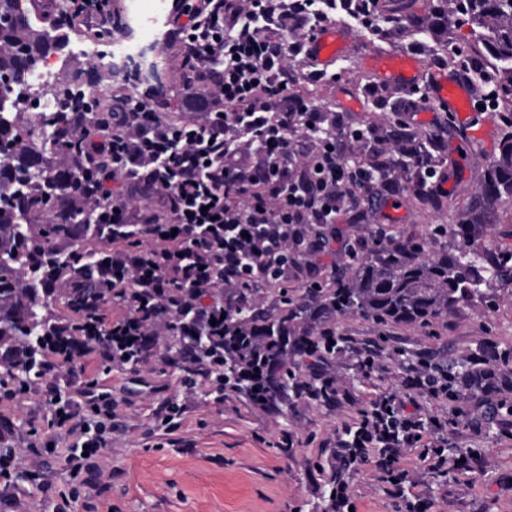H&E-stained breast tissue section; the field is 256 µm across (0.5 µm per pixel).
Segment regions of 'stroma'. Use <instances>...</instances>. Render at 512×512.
<instances>
[{"mask_svg": "<svg viewBox=\"0 0 512 512\" xmlns=\"http://www.w3.org/2000/svg\"><path fill=\"white\" fill-rule=\"evenodd\" d=\"M376 16L380 33L352 28L351 49L337 62L335 81L305 88L315 106L346 113L356 126L394 120L367 92L373 79L362 65L365 56L412 51L433 67L467 36L451 24L416 28L382 7ZM507 109L503 103L483 112L485 137L461 168L449 169L439 207H416L406 192L396 208H367L359 219L347 214L323 227L329 245L317 257L318 277L330 278L345 263L346 243L369 241L377 228L407 240L437 224L459 223L489 159L499 153L500 114ZM336 329L363 348L386 334L376 369L365 376L352 354L336 357L325 367L336 379L335 403L302 400L285 416L218 396L206 385L185 386L179 372L155 360L134 371L98 351L60 361L35 391L0 396V446L13 448L17 458L8 486L0 485V512H332L328 492L337 472L353 512H408L411 501L420 512H512V416L494 410L499 401H512L511 381L489 397H420L424 425H442L437 436L449 462L435 468L421 449H402L394 465L401 486H392L373 463L341 470L336 448L371 400L403 393L411 358L470 356L490 348L498 360L512 363V284L494 285L487 300L464 303L426 329L399 324L382 330L355 313L341 317ZM396 348L403 358H393ZM106 396L112 399L108 447L71 476L75 438L59 427L56 410L71 406L77 412L71 427L90 432ZM466 453L476 456L472 467H453V458Z\"/></svg>", "mask_w": 512, "mask_h": 512, "instance_id": "stroma-1", "label": "stroma"}]
</instances>
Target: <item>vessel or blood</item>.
Wrapping results in <instances>:
<instances>
[{
	"mask_svg": "<svg viewBox=\"0 0 512 512\" xmlns=\"http://www.w3.org/2000/svg\"><path fill=\"white\" fill-rule=\"evenodd\" d=\"M351 37L346 27L327 24L315 29L307 41L311 61L327 70L346 55ZM364 67L376 85L398 91L401 104H408L412 93L422 94L432 111L447 113L461 125L470 143H478L485 131L477 127L474 101L477 92L465 74L458 70L430 69L418 58L386 50L366 57Z\"/></svg>",
	"mask_w": 512,
	"mask_h": 512,
	"instance_id": "1",
	"label": "vessel or blood"
}]
</instances>
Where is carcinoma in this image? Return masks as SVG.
<instances>
[{"label": "carcinoma", "instance_id": "1", "mask_svg": "<svg viewBox=\"0 0 512 512\" xmlns=\"http://www.w3.org/2000/svg\"><path fill=\"white\" fill-rule=\"evenodd\" d=\"M458 25L496 60L512 64V0H452ZM0 74L10 77L0 88V388L27 386L42 378L41 358L78 342L85 323L97 324L95 344L103 355L135 369L152 359L177 370L191 382L201 379L222 396L231 391L244 401L288 414L300 396L321 405L336 400V380L307 376L303 361L323 364L340 353L360 356L336 333V319L357 313L379 328L392 324L430 326L460 303L483 296L494 282L512 283V249L490 251L483 244L486 225L499 205L512 200V111L503 115L505 132L499 155L484 170L478 195L463 219L436 236H452L455 248L435 250L425 239L401 240L383 232L372 243L350 245L346 270L325 281L311 276L301 288L281 282L274 297L259 302L261 289L242 282L224 295L216 324L194 321L196 297L180 279L160 297L132 288H52L49 282L79 283L96 275L98 253L84 249L87 235L101 243L118 241L126 250L151 253L152 242L139 224L88 222L89 199L99 168L87 165L85 146L70 128V112L84 109L87 93L79 83L42 89L61 104L48 127L32 120L20 95L30 66L69 45V35L47 23L34 0H0ZM400 136L393 128L359 146L369 158L380 141ZM415 155L402 158L418 183L424 169L442 163L432 140L413 134ZM80 181L83 193L73 196L68 182ZM305 244L288 237L282 254L293 262ZM176 267L194 268L210 259V283H224V259L212 251L201 230L176 238ZM75 314L66 321L44 315L53 304ZM133 310L136 326L125 329L108 317L105 306ZM418 370L448 375L453 393L483 391L490 381L475 373L466 358L433 365L423 360Z\"/></svg>", "mask_w": 512, "mask_h": 512}]
</instances>
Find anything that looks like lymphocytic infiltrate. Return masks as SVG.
Masks as SVG:
<instances>
[{"instance_id":"lymphocytic-infiltrate-1","label":"lymphocytic infiltrate","mask_w":512,"mask_h":512,"mask_svg":"<svg viewBox=\"0 0 512 512\" xmlns=\"http://www.w3.org/2000/svg\"><path fill=\"white\" fill-rule=\"evenodd\" d=\"M347 2L179 0L165 39L182 58L183 107L201 118L161 120L149 101L122 85L90 100L91 111L111 113L110 128L97 130L84 115H73L71 125L88 146L112 156V172L101 176L92 203L98 223L146 225L157 244L173 230L202 224L230 249L261 229L273 247L289 227L332 224L342 211L396 197L400 160L412 152L409 140L398 139L378 165L353 162L344 148L360 143L367 130L314 108L301 90L302 81L326 78L305 64L309 35L336 17L370 18L372 0H359L353 12ZM299 137L312 144L303 157L294 149ZM114 181L126 194L112 192ZM147 184L152 202L132 206L129 193ZM102 256L103 287L115 283L119 269L140 292L169 285L159 258L112 248ZM418 392L437 398L448 385L410 371L403 396H380L361 411L352 447L378 449L383 470L400 449L428 447L414 407Z\"/></svg>"}]
</instances>
